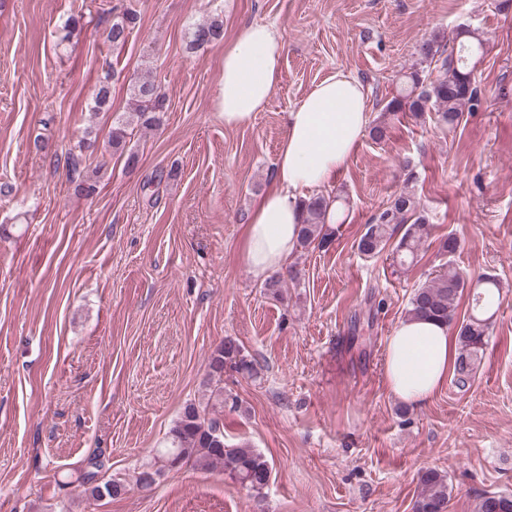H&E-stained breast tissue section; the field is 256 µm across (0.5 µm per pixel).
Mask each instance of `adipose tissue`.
I'll list each match as a JSON object with an SVG mask.
<instances>
[{"label": "adipose tissue", "mask_w": 512, "mask_h": 512, "mask_svg": "<svg viewBox=\"0 0 512 512\" xmlns=\"http://www.w3.org/2000/svg\"><path fill=\"white\" fill-rule=\"evenodd\" d=\"M284 52L280 32L265 24L245 26L225 50L219 99L225 126L247 124L265 109L280 80ZM368 119L361 83L341 70L314 85L288 112L273 187L245 226L242 257L254 278L285 270L297 247L304 200L346 168ZM457 352L456 338L445 324L423 318L402 321L386 349L391 393L423 406L447 380Z\"/></svg>", "instance_id": "obj_1"}]
</instances>
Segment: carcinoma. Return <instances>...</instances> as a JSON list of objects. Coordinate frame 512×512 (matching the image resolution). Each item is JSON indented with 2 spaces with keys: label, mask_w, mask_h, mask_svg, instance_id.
<instances>
[{
  "label": "carcinoma",
  "mask_w": 512,
  "mask_h": 512,
  "mask_svg": "<svg viewBox=\"0 0 512 512\" xmlns=\"http://www.w3.org/2000/svg\"><path fill=\"white\" fill-rule=\"evenodd\" d=\"M136 23L135 13L123 12L106 28V41L115 49L123 46ZM223 36V22L216 19L203 21L194 27L189 49L218 42ZM483 50V40L468 29L456 32L451 46L436 36L428 39L420 47L422 66H413L404 73L401 88L386 102L383 112L395 116L433 110L448 131H455L464 110L473 109L480 103L473 59ZM131 99L133 116L144 127L157 124L156 114L166 110V99L159 84L150 76L135 81ZM128 125L126 118L117 121L112 128L108 144L113 151H125ZM96 149L97 141L81 138L69 149V172L73 175L79 172L83 155ZM339 200L338 196L318 195L305 201L298 235L300 249L307 250L312 245L326 248L332 244L335 231L326 224V217ZM397 233L401 237L395 249L396 260L402 266L411 264L428 235V224L420 213L415 194L407 186L365 225L356 248L367 258L378 256ZM468 288L472 290L468 295L470 314L460 321L457 329L459 350L453 366L454 382L460 388L468 386L483 358L498 301L497 280L489 275L470 280L448 263L414 289L406 310L409 318L430 317L450 325L457 321L458 302ZM228 368L248 376L254 371V364L244 354L243 347L230 336L224 337L208 359L210 402L204 406L190 402L182 408L164 446L156 449L152 458L137 472L136 485L140 489H151L169 470L171 458L178 459L182 465L190 463L202 469L219 466L243 487L257 493L268 484L271 467L262 454L251 448L225 446L224 371ZM99 468V461L91 457L77 477L86 493L95 499L114 498L126 493L127 485L123 479L102 480L98 477ZM418 484L420 492L414 512H448L445 476L434 468H426L418 473ZM477 512H512V494H485L479 500Z\"/></svg>",
  "instance_id": "obj_1"
}]
</instances>
